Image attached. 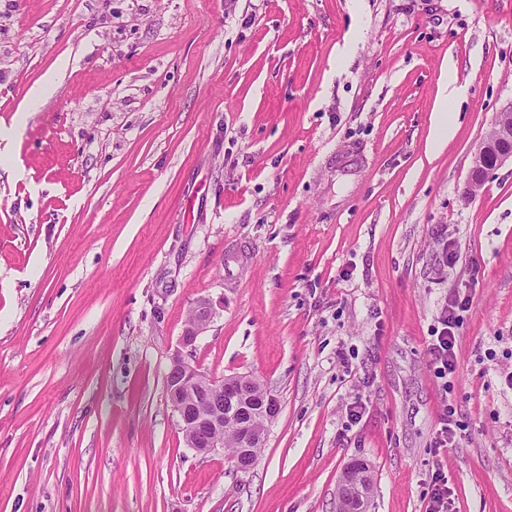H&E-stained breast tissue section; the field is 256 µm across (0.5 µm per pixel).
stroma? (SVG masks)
Masks as SVG:
<instances>
[{"mask_svg": "<svg viewBox=\"0 0 512 512\" xmlns=\"http://www.w3.org/2000/svg\"><path fill=\"white\" fill-rule=\"evenodd\" d=\"M511 104L512 0H0V512H336L355 459L368 512L438 469L448 512H512V166L468 187ZM204 298L186 359L281 404L245 474L167 396ZM462 91L454 76L444 77L439 84L438 96L433 110L435 136L432 146L439 148L452 136L453 125L448 116V99H456ZM467 300L460 296L448 302L434 328L433 336L428 347L429 363L437 379L443 380L445 393L452 390V378L456 372L455 343L456 332L462 326L460 311L467 308ZM214 313L213 304L207 299H201L193 306L190 315V325L185 329L181 338L183 348H190L192 350L199 335L206 328Z\"/></svg>", "mask_w": 512, "mask_h": 512, "instance_id": "stroma-1", "label": "stroma"}]
</instances>
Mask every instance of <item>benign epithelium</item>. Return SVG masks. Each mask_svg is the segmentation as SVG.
Listing matches in <instances>:
<instances>
[{
    "label": "benign epithelium",
    "mask_w": 512,
    "mask_h": 512,
    "mask_svg": "<svg viewBox=\"0 0 512 512\" xmlns=\"http://www.w3.org/2000/svg\"><path fill=\"white\" fill-rule=\"evenodd\" d=\"M494 153V167L512 162V125L509 112L500 114L494 137L481 143L474 153L469 184L483 182L488 169L483 160ZM214 315L213 304L199 300L192 308L190 325L184 331L181 345L193 348L199 335ZM168 396L178 417L180 429L188 447L202 454L224 448V409L240 420L238 431L239 454L234 467L249 472L255 463L254 451L264 442L265 433L256 432L251 421L257 418L272 421L279 413L278 399L268 390L261 399L252 392L253 378L248 375L226 376L221 380L208 378L181 353L171 361L167 373Z\"/></svg>",
    "instance_id": "benign-epithelium-1"
}]
</instances>
